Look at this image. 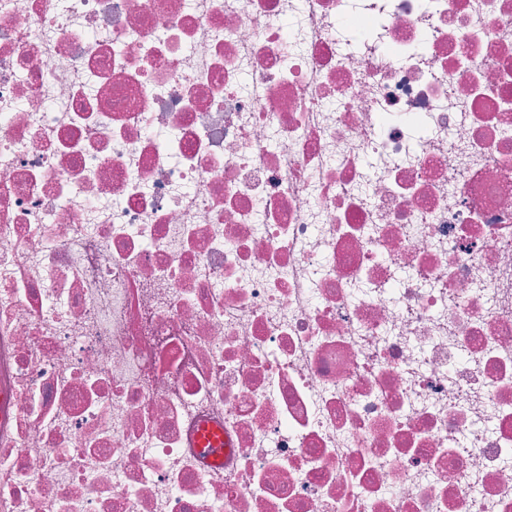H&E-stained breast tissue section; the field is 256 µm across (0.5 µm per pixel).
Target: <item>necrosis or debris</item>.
<instances>
[{"mask_svg": "<svg viewBox=\"0 0 512 512\" xmlns=\"http://www.w3.org/2000/svg\"><path fill=\"white\" fill-rule=\"evenodd\" d=\"M1 391L0 512H512V0H0Z\"/></svg>", "mask_w": 512, "mask_h": 512, "instance_id": "obj_1", "label": "necrosis or debris"}]
</instances>
